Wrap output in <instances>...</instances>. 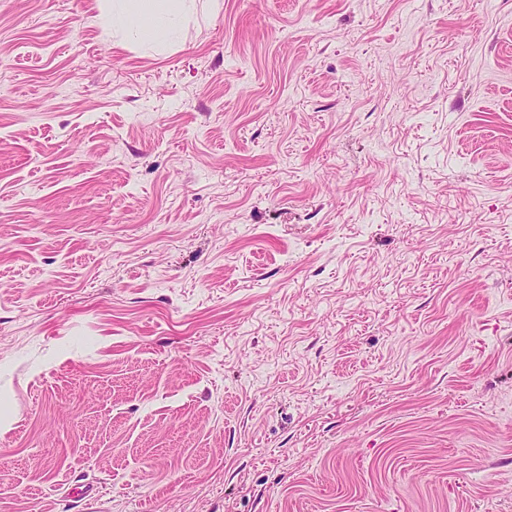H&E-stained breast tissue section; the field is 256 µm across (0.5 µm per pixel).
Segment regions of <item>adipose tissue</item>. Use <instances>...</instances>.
Masks as SVG:
<instances>
[{
    "instance_id": "obj_1",
    "label": "adipose tissue",
    "mask_w": 512,
    "mask_h": 512,
    "mask_svg": "<svg viewBox=\"0 0 512 512\" xmlns=\"http://www.w3.org/2000/svg\"><path fill=\"white\" fill-rule=\"evenodd\" d=\"M187 0H102L106 25L152 41L167 40L187 13Z\"/></svg>"
}]
</instances>
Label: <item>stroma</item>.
Wrapping results in <instances>:
<instances>
[{
	"label": "stroma",
	"instance_id": "35a3bbf8",
	"mask_svg": "<svg viewBox=\"0 0 512 512\" xmlns=\"http://www.w3.org/2000/svg\"><path fill=\"white\" fill-rule=\"evenodd\" d=\"M99 14L0 0V512H512V0ZM189 0H102V17L112 29H129L152 41H165L184 19Z\"/></svg>",
	"mask_w": 512,
	"mask_h": 512
}]
</instances>
